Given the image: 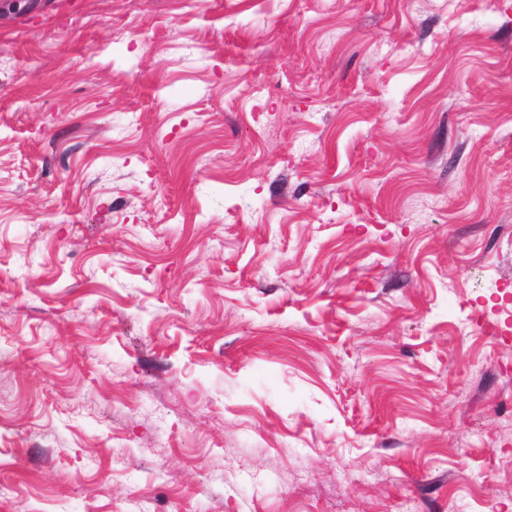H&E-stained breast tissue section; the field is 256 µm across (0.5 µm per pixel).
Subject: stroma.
<instances>
[{
    "instance_id": "stroma-1",
    "label": "stroma",
    "mask_w": 512,
    "mask_h": 512,
    "mask_svg": "<svg viewBox=\"0 0 512 512\" xmlns=\"http://www.w3.org/2000/svg\"><path fill=\"white\" fill-rule=\"evenodd\" d=\"M512 512V0H0V512Z\"/></svg>"
}]
</instances>
